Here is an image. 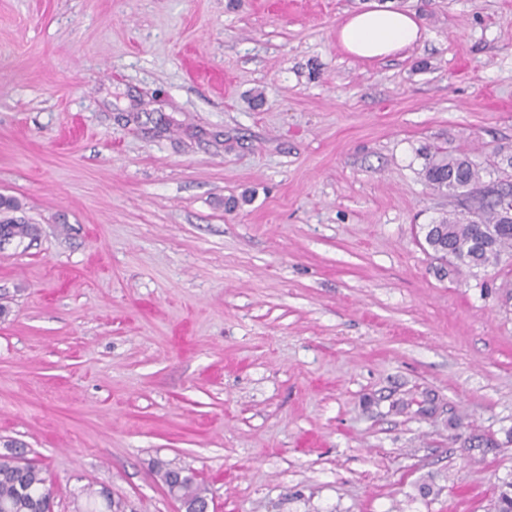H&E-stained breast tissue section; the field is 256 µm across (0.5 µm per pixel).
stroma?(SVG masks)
Returning a JSON list of instances; mask_svg holds the SVG:
<instances>
[{"mask_svg":"<svg viewBox=\"0 0 512 512\" xmlns=\"http://www.w3.org/2000/svg\"><path fill=\"white\" fill-rule=\"evenodd\" d=\"M388 4L421 41L349 55ZM437 147L512 155V0H0V194L38 228L0 246V453L52 512H177L158 458L212 512H491L512 256L427 249ZM420 37L414 15L391 6L354 12L336 28V38L344 50L364 59L390 56L416 44ZM158 472L161 474L164 484L176 486L175 488H167L169 496L180 504V500L184 506V512L203 511L205 506H209L207 489L198 482L196 475L191 470L181 467L170 466L158 461L156 463ZM206 507L203 512H208ZM78 512H125V505L120 498H115L112 488L101 486L94 490H86L85 507Z\"/></svg>","mask_w":512,"mask_h":512,"instance_id":"stroma-1","label":"stroma"}]
</instances>
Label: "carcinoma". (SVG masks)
Returning <instances> with one entry per match:
<instances>
[{"label":"carcinoma","instance_id":"cac0c4a2","mask_svg":"<svg viewBox=\"0 0 512 512\" xmlns=\"http://www.w3.org/2000/svg\"><path fill=\"white\" fill-rule=\"evenodd\" d=\"M487 167L467 155L436 151L426 158L424 178L437 193L453 199L457 209L424 227L425 243L438 259L445 255L470 270L496 265L512 253V224L502 223V204L512 202V181L487 183ZM166 485H173L185 512L209 505L207 489L191 470L157 462ZM51 488L43 468L8 451L0 454V512H50ZM494 512H512V479L502 481ZM78 512H125L112 488L86 490L85 507Z\"/></svg>","mask_w":512,"mask_h":512}]
</instances>
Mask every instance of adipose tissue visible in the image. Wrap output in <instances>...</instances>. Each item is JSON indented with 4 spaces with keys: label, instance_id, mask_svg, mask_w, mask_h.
Listing matches in <instances>:
<instances>
[{
    "label": "adipose tissue",
    "instance_id": "ef3b65f1",
    "mask_svg": "<svg viewBox=\"0 0 512 512\" xmlns=\"http://www.w3.org/2000/svg\"><path fill=\"white\" fill-rule=\"evenodd\" d=\"M420 36L414 15L391 6L352 13L336 28V38L344 50L364 59L395 54L416 44Z\"/></svg>",
    "mask_w": 512,
    "mask_h": 512
}]
</instances>
